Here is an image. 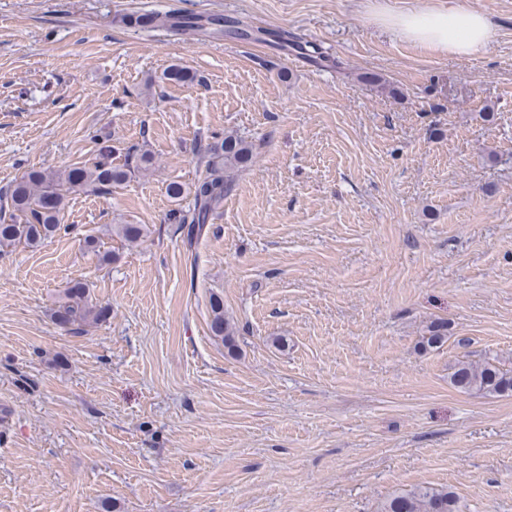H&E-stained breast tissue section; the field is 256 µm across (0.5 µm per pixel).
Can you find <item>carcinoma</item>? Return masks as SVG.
<instances>
[{"mask_svg": "<svg viewBox=\"0 0 512 512\" xmlns=\"http://www.w3.org/2000/svg\"><path fill=\"white\" fill-rule=\"evenodd\" d=\"M119 22L131 28H167L178 34L210 33L224 35V20L201 18L193 14L128 13ZM274 44L282 50L322 55L316 46L307 49L281 34H271ZM112 149L104 146L98 159L91 164L75 166L58 173L46 169H31L19 180L0 192V249L23 245L36 248L67 229L62 224L64 211L71 194L80 191L108 193L112 185L125 181L131 175L127 165L116 166L111 161ZM252 143L244 137L227 132L224 137L208 144L204 155V171L193 189L172 183L168 193L176 198L190 196L187 206L172 211L169 222L177 224L188 247L198 243L214 213L224 205V197L232 190L233 172L252 162ZM115 230L126 242L134 244L143 237L140 224H117ZM210 331L228 349L235 346V327L224 316V300L213 294L209 298ZM107 308L88 299V285L74 282L52 312V319L64 327L93 325L106 319ZM446 341V328L441 322L428 327L422 344L438 348ZM451 383L462 391H479L499 396H512V370L486 361L475 365L460 361L451 374ZM380 512H459L454 492L431 487H419L398 492L388 498Z\"/></svg>", "mask_w": 512, "mask_h": 512, "instance_id": "obj_1", "label": "carcinoma"}]
</instances>
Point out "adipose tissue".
I'll list each match as a JSON object with an SVG mask.
<instances>
[{
	"instance_id": "ef3b65f1",
	"label": "adipose tissue",
	"mask_w": 512,
	"mask_h": 512,
	"mask_svg": "<svg viewBox=\"0 0 512 512\" xmlns=\"http://www.w3.org/2000/svg\"><path fill=\"white\" fill-rule=\"evenodd\" d=\"M388 22L412 43L458 58L480 53L492 35L487 16L474 10H416L391 16Z\"/></svg>"
}]
</instances>
